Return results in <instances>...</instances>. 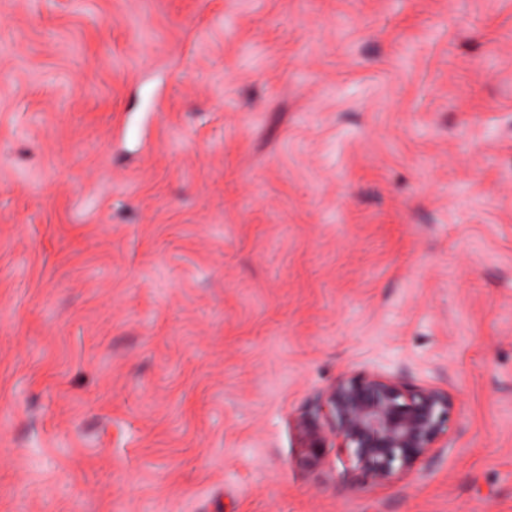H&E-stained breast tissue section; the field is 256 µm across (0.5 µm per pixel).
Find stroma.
<instances>
[{
	"label": "stroma",
	"mask_w": 512,
	"mask_h": 512,
	"mask_svg": "<svg viewBox=\"0 0 512 512\" xmlns=\"http://www.w3.org/2000/svg\"><path fill=\"white\" fill-rule=\"evenodd\" d=\"M0 512H512V0H0ZM328 434L355 468L383 484L414 471L448 436V389L403 374H342L318 397Z\"/></svg>",
	"instance_id": "stroma-1"
}]
</instances>
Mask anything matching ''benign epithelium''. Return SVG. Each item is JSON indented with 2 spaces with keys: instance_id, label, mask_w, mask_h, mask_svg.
Segmentation results:
<instances>
[{
  "instance_id": "benign-epithelium-1",
  "label": "benign epithelium",
  "mask_w": 512,
  "mask_h": 512,
  "mask_svg": "<svg viewBox=\"0 0 512 512\" xmlns=\"http://www.w3.org/2000/svg\"><path fill=\"white\" fill-rule=\"evenodd\" d=\"M328 432L306 429L310 449L326 436L339 442L355 468L383 484L414 471L448 436V390L410 382L403 374H342L318 397Z\"/></svg>"
}]
</instances>
